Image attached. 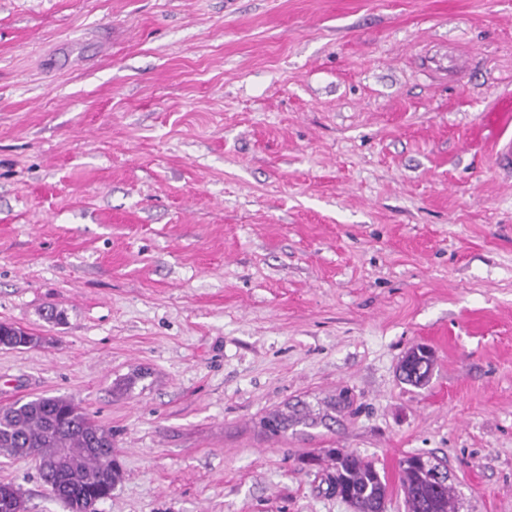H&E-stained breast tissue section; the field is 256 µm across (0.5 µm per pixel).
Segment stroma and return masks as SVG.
Segmentation results:
<instances>
[{
    "instance_id": "stroma-1",
    "label": "stroma",
    "mask_w": 512,
    "mask_h": 512,
    "mask_svg": "<svg viewBox=\"0 0 512 512\" xmlns=\"http://www.w3.org/2000/svg\"><path fill=\"white\" fill-rule=\"evenodd\" d=\"M509 95L512 0H0V322L43 339L0 348V407L111 431L97 512H353L329 448L384 512L415 453L512 512ZM0 483L69 512L32 458ZM329 410L336 411V402L330 400L325 404V410L321 414L318 413L314 416L307 406H302L301 409H294L290 414L287 412H274L267 416L265 420V427L273 434L285 433L290 426L297 424L304 425H317L323 423L326 419H331ZM336 461L334 488L356 512H383L389 485L375 465L353 452L334 448L328 451Z\"/></svg>"
}]
</instances>
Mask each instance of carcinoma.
<instances>
[{
	"instance_id": "cac0c4a2",
	"label": "carcinoma",
	"mask_w": 512,
	"mask_h": 512,
	"mask_svg": "<svg viewBox=\"0 0 512 512\" xmlns=\"http://www.w3.org/2000/svg\"><path fill=\"white\" fill-rule=\"evenodd\" d=\"M39 342L40 337L0 322V344L31 347ZM334 410L331 400L316 416L306 406L289 414L278 411L267 416L265 427L273 434L285 433L297 424L322 423ZM0 448L8 456L36 458L42 481L50 492L66 494L69 512H92L95 503L111 496L120 478L119 468L105 458L112 451V434L69 398L42 396L0 407ZM62 448L67 449L66 465L57 467ZM328 454L336 461V494L355 512H383L389 485L375 465L339 448ZM439 467L421 455L402 461L401 487L409 512H456L448 475L438 477ZM0 512H27L22 494L10 483L0 484Z\"/></svg>"
}]
</instances>
